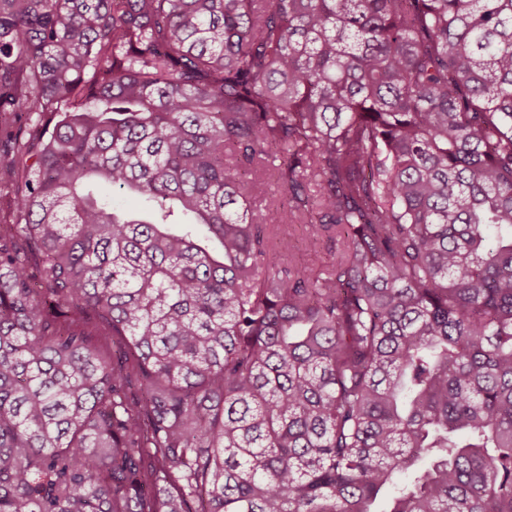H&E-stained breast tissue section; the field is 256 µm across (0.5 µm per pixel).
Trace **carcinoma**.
<instances>
[{"mask_svg": "<svg viewBox=\"0 0 512 512\" xmlns=\"http://www.w3.org/2000/svg\"><path fill=\"white\" fill-rule=\"evenodd\" d=\"M2 193L0 512H512V0H0ZM254 197L255 206L262 209L266 205L276 204L281 197V193L274 181L270 177L264 176L255 188ZM276 233L288 238L290 249L284 257V263L291 265L303 264L314 268H321L334 259V254L328 250L325 236L311 239L307 235L304 224H280Z\"/></svg>", "mask_w": 512, "mask_h": 512, "instance_id": "carcinoma-1", "label": "carcinoma"}]
</instances>
